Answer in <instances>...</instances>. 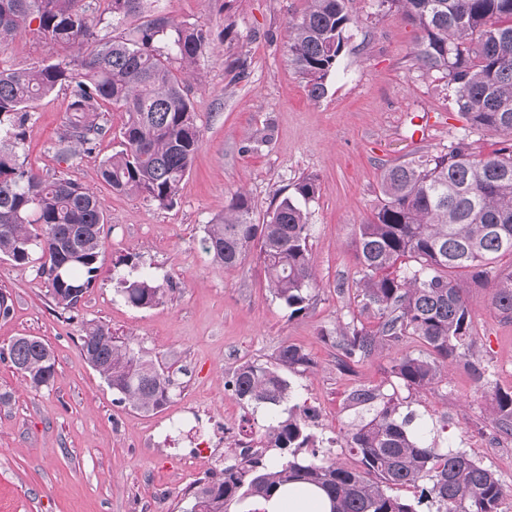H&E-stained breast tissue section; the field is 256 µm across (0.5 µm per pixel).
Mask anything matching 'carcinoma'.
<instances>
[{
	"instance_id": "obj_1",
	"label": "carcinoma",
	"mask_w": 512,
	"mask_h": 512,
	"mask_svg": "<svg viewBox=\"0 0 512 512\" xmlns=\"http://www.w3.org/2000/svg\"><path fill=\"white\" fill-rule=\"evenodd\" d=\"M347 0H308L288 22L289 65L305 81L309 97L325 93L352 24ZM401 11L423 33L419 61L453 87L459 112L473 129L507 136L490 155L477 154L460 139L437 154H421L386 168L381 203L358 225L355 280L361 312L373 327L351 321L336 326L340 366L346 370L414 336L423 350L392 361V392L360 386L349 402L368 416L344 435L356 464L316 450L306 414L293 405L284 371L313 366L301 348L282 346L272 363L246 361L229 381L244 407H265L273 416L260 427L258 445L216 479H200L187 493L183 512H239L280 487L300 482L324 491L331 512H500L512 487L465 451L443 448L410 430L413 415L399 414V389L442 381L448 364L473 353V317L465 291L487 279L489 263L512 254V0H379ZM143 0H0V47L21 32L44 45L82 47L94 28L135 17ZM218 33L156 16L126 39L98 43L87 53L38 67L0 69V256L25 267L38 262L54 305L75 309L96 281L104 253L105 223L94 191L62 176L45 178L19 163L17 148L31 119L32 104L58 88L70 90L71 116L58 139L66 159L92 151L108 132L104 113L121 112L120 150L102 161V180L116 192L142 196L161 208L177 204L180 186L200 146L197 116L187 94L188 70ZM319 196L316 179L304 176L257 220L244 195H232L224 217L206 225L204 251L226 269L251 254L260 261L268 288L295 317L318 296L307 206ZM116 290L131 306L149 309L163 291L133 259ZM491 304L512 318V270L496 276ZM81 350L119 401L150 412L170 400V381L153 360L95 321L81 324ZM0 360L19 370L35 390L55 379L56 360L37 336H16L0 348ZM492 422L512 436V390L495 391ZM414 489L411 498L398 494Z\"/></svg>"
}]
</instances>
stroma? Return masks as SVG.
Instances as JSON below:
<instances>
[{"instance_id":"35a3bbf8","label":"stroma","mask_w":512,"mask_h":512,"mask_svg":"<svg viewBox=\"0 0 512 512\" xmlns=\"http://www.w3.org/2000/svg\"><path fill=\"white\" fill-rule=\"evenodd\" d=\"M305 6L154 0L153 11L179 21L215 32L233 26L188 75L201 143L173 208L101 181L100 163L118 147L122 113H107L109 131L92 154L65 161L54 146L70 117L68 90L35 103L19 155L42 176L60 175L96 193L105 253L93 288L71 314L51 303L36 265L0 259V291L13 299L11 316L0 318V345L37 336L56 359L53 385L38 391L0 362V393L11 396L0 404V512H182L193 482L220 471L237 453L233 440L268 419L266 410L236 402L227 386L233 370L247 360H274L285 344L314 361L290 374L292 403L314 411V430L330 440L331 457L349 461L339 444L357 416L348 395L363 384L389 386L398 351L347 372L322 334L358 313L355 228L380 203L381 172L461 138L488 154L503 137L470 128L452 91L417 59L421 30L377 0H348L356 24L323 97L311 99L285 49L288 22ZM55 55L26 32L0 49V66L26 69ZM302 176L320 185L309 206L320 290L312 308L293 317L269 291L256 257L224 269L204 252L202 238L232 194H246L260 216ZM130 254L164 290L153 308L132 307L115 289L112 276L125 272ZM467 297L476 333L470 360L453 362L434 387L401 391L402 409L415 413V428L468 451L512 486V437L498 432L489 412L494 389L512 388V320L492 308L489 285L470 284ZM87 320L160 364L171 380L165 407L144 413L117 403L81 351ZM471 362L486 369L488 383L473 378Z\"/></svg>"}]
</instances>
